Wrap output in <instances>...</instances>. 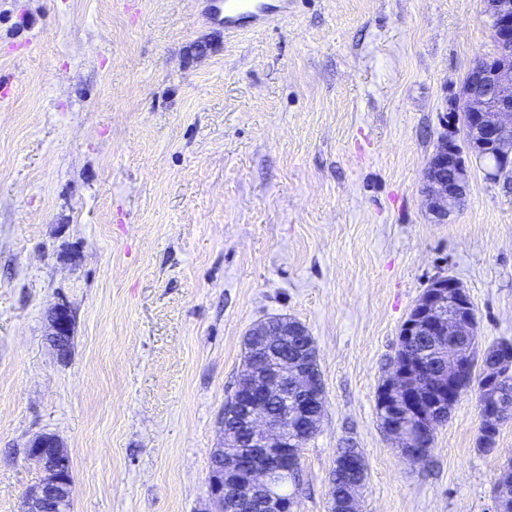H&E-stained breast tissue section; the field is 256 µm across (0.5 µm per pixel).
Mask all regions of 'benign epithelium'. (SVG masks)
Segmentation results:
<instances>
[{
    "label": "benign epithelium",
    "instance_id": "obj_1",
    "mask_svg": "<svg viewBox=\"0 0 512 512\" xmlns=\"http://www.w3.org/2000/svg\"><path fill=\"white\" fill-rule=\"evenodd\" d=\"M490 19L494 49L478 55L460 86L458 96L449 103L451 118L445 132L428 159L423 172L426 211L434 221L447 222L458 211L459 201L467 194L471 168L467 158H474L487 168V176L497 181L512 175V0H483ZM462 116L463 141L456 139V116ZM47 339L57 356L66 360L73 347L74 315L67 302L59 300L49 309ZM475 313L464 285L453 276L434 279L416 301L402 323V336L411 338L445 336L441 345L442 362L432 371L440 384L448 385V401L461 396L463 383L470 372L475 344ZM251 335L261 337V346L269 351L281 349L288 340V321L265 322ZM512 372V344L501 346L499 355L484 363L485 389L495 388ZM299 374L298 367L288 366V358L276 356L275 364L263 369L246 364L242 384L251 395L244 400L235 393L224 405L232 413L244 410L248 418L250 438L256 460L244 467L232 495H227L228 475L239 469L233 455L220 463H212L210 492L213 512H255L252 497L264 489L270 493V512H294L295 505L277 501L273 491L288 478V457L293 443L306 436L290 431L284 420L305 419L319 427L322 412L313 404L288 397L284 393L288 376ZM409 369L395 362L385 379L381 406L387 409L390 424L383 431L413 462L425 455L417 450V436L424 429L415 423L404 424L400 418H412L419 409L418 392L414 390ZM267 396H280L286 404L287 418L272 414L264 407ZM26 458L43 472L41 482L26 491L22 512H70L73 473L70 456L61 439L53 433L35 435L26 446Z\"/></svg>",
    "mask_w": 512,
    "mask_h": 512
}]
</instances>
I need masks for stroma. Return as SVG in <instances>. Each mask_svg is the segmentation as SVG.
I'll return each mask as SVG.
<instances>
[{"label":"stroma","instance_id":"stroma-1","mask_svg":"<svg viewBox=\"0 0 512 512\" xmlns=\"http://www.w3.org/2000/svg\"><path fill=\"white\" fill-rule=\"evenodd\" d=\"M210 0H0V512L72 460L71 512H209L219 417L256 323L313 337L326 404L297 512H495L512 421L477 449L475 394L403 458L375 409L399 330L461 280L477 346L512 341V181L475 168L448 223L423 206L445 103L493 41L482 0H291L237 33ZM75 314L68 360L50 303ZM367 477V467L362 454L355 448H338L334 467L331 472V503L332 512H350L345 500L346 489L353 480L364 485Z\"/></svg>","mask_w":512,"mask_h":512}]
</instances>
